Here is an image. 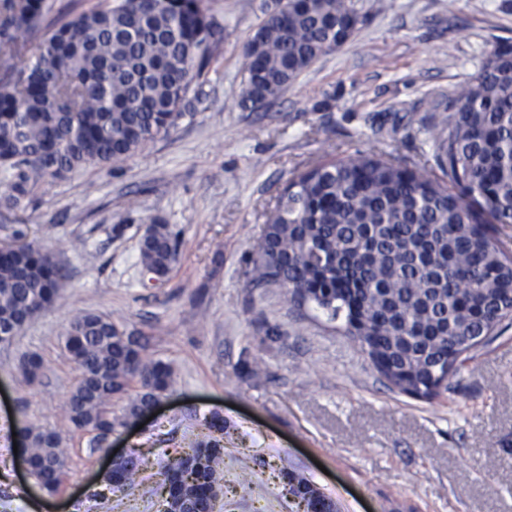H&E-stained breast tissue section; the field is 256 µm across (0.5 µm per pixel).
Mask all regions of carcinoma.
Returning <instances> with one entry per match:
<instances>
[{
    "instance_id": "cac0c4a2",
    "label": "carcinoma",
    "mask_w": 512,
    "mask_h": 512,
    "mask_svg": "<svg viewBox=\"0 0 512 512\" xmlns=\"http://www.w3.org/2000/svg\"><path fill=\"white\" fill-rule=\"evenodd\" d=\"M208 2L87 0L59 16L55 0H0V212L23 214L49 181L122 163L175 126L219 50ZM358 23L354 0H284L265 11L241 47L238 106L276 97ZM511 53L489 51L474 81L433 113V158L457 191L382 154L330 159L288 182L255 247L253 286L284 285L293 306L346 317L344 335L406 395L438 397L433 386L471 360L468 341L491 339L512 316V258L494 243L495 225L512 224ZM179 248L168 225L151 224L140 263L166 278ZM64 277L46 249L0 251V342L53 303ZM64 343L77 369L66 417L99 447L174 389L170 367L108 315H77ZM115 398L127 400L120 416ZM204 426L207 438L163 472L160 512H215L224 497V418ZM17 437L37 482L57 492L61 433L22 423ZM140 466L134 452L118 462L100 498L132 494ZM282 478L305 512L332 507L306 478Z\"/></svg>"
}]
</instances>
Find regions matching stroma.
<instances>
[{"label": "stroma", "mask_w": 512, "mask_h": 512, "mask_svg": "<svg viewBox=\"0 0 512 512\" xmlns=\"http://www.w3.org/2000/svg\"><path fill=\"white\" fill-rule=\"evenodd\" d=\"M274 0H210L223 29L214 70L193 82L166 137L123 164L45 186L24 229L67 270L53 305L0 344V512H158L169 458L224 418V483L254 462L248 496L222 512H300L280 473L308 479L337 512H512V324L478 348L440 399L392 391L353 342L313 308L291 310L280 288L250 283L252 250L284 184L337 156L377 152L440 176L427 143L435 102L472 81L495 46L512 44V0H356L362 20L264 108L238 107L240 47ZM181 240L169 279L153 282L139 242L153 220ZM109 315L168 363L173 394L111 447L68 422L76 370L71 320ZM279 342H268L269 334ZM40 356L43 374L19 368ZM260 362L262 377L245 363ZM61 431L66 468L55 494L19 469L11 428ZM136 452L133 496L100 501L117 453Z\"/></svg>", "instance_id": "obj_1"}]
</instances>
